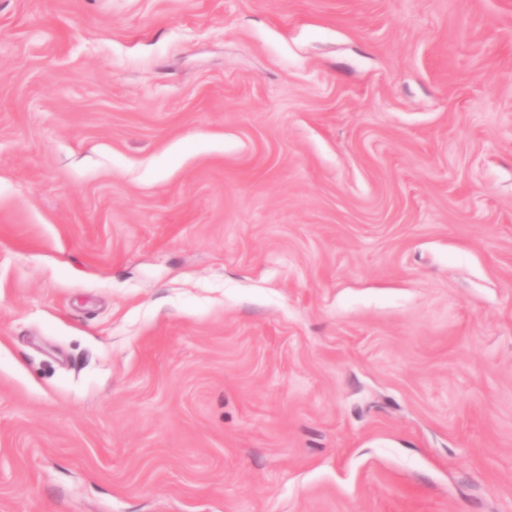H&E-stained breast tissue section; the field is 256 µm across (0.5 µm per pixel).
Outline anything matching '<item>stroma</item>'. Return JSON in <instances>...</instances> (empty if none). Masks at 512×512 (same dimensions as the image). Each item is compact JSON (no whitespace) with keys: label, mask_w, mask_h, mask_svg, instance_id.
<instances>
[{"label":"stroma","mask_w":512,"mask_h":512,"mask_svg":"<svg viewBox=\"0 0 512 512\" xmlns=\"http://www.w3.org/2000/svg\"><path fill=\"white\" fill-rule=\"evenodd\" d=\"M0 512H512V0H0Z\"/></svg>","instance_id":"obj_1"}]
</instances>
